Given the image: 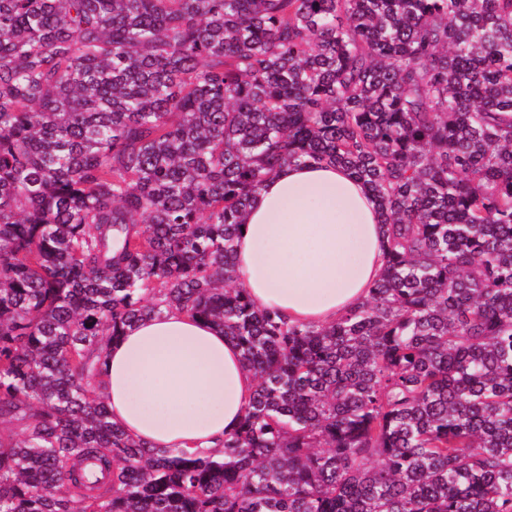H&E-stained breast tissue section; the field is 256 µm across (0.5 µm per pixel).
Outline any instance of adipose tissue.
Here are the masks:
<instances>
[{
	"label": "adipose tissue",
	"mask_w": 512,
	"mask_h": 512,
	"mask_svg": "<svg viewBox=\"0 0 512 512\" xmlns=\"http://www.w3.org/2000/svg\"><path fill=\"white\" fill-rule=\"evenodd\" d=\"M234 253L256 306L327 326L380 277L386 238L361 180L326 164L286 166L248 208ZM255 386L219 327L177 311L137 323L101 359L112 421L157 448L217 449L237 431Z\"/></svg>",
	"instance_id": "ef3b65f1"
}]
</instances>
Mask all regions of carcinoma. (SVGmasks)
<instances>
[{
  "label": "carcinoma",
  "mask_w": 512,
  "mask_h": 512,
  "mask_svg": "<svg viewBox=\"0 0 512 512\" xmlns=\"http://www.w3.org/2000/svg\"><path fill=\"white\" fill-rule=\"evenodd\" d=\"M320 163L387 238L324 327L233 248ZM173 310L257 378L218 454L100 394ZM0 512H512V0H0Z\"/></svg>",
  "instance_id": "obj_1"
}]
</instances>
